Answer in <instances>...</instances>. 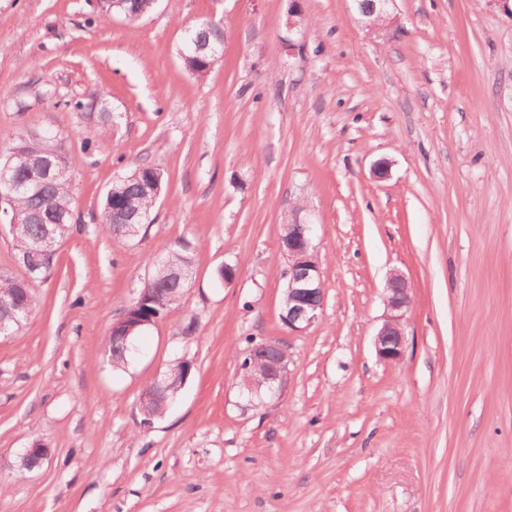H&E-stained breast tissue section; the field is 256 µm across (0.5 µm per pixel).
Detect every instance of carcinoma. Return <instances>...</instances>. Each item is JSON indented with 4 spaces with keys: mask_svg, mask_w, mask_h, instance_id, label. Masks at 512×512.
Returning a JSON list of instances; mask_svg holds the SVG:
<instances>
[{
    "mask_svg": "<svg viewBox=\"0 0 512 512\" xmlns=\"http://www.w3.org/2000/svg\"><path fill=\"white\" fill-rule=\"evenodd\" d=\"M156 6V0H123L122 5H104L109 12L120 15L129 21H136L149 14ZM222 40L220 34L206 25L193 27L186 32L183 64L187 71L199 74L200 64L191 58L190 48L206 46L208 50L200 54L206 60L207 68H212L219 59ZM17 152L11 166L16 180L27 186L21 193L12 195L9 209L15 218L10 230L14 246L16 265L25 275L31 276L26 283L9 270H0V323L5 330L0 336L17 333L36 309V298L31 284L49 277L53 264L43 257L34 243L43 238L52 244V250L67 236L72 220V193L68 155L63 148L57 154L47 153L44 133L32 131L19 139ZM163 177L162 170L154 164H140L129 173L112 183L102 203L101 230L115 238L126 241L137 238L143 225L149 223L151 212L159 197L155 195L157 179ZM141 217L142 223L129 224L130 217ZM192 265V259L182 249H172L156 261L153 274L141 286L137 302L139 311L163 320L170 307L184 295L188 280L178 278L176 273ZM144 329H137L126 341H116L108 336L107 347L113 367L122 369L132 355L137 338ZM156 382H151L144 390L149 396L140 407L142 422L145 425L166 412L173 402V394L164 397L155 394Z\"/></svg>",
    "mask_w": 512,
    "mask_h": 512,
    "instance_id": "obj_1",
    "label": "carcinoma"
}]
</instances>
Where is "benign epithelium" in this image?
Instances as JSON below:
<instances>
[{
    "label": "benign epithelium",
    "instance_id": "1",
    "mask_svg": "<svg viewBox=\"0 0 512 512\" xmlns=\"http://www.w3.org/2000/svg\"><path fill=\"white\" fill-rule=\"evenodd\" d=\"M285 255L288 257L287 300L281 319L289 329L300 331L319 318L324 302L323 283L311 240L288 241ZM410 301L405 277L399 272L393 273L386 288V318L374 338L377 357L383 362L393 363L403 356L406 343L403 318ZM135 319L137 316L129 314L122 321L114 323L111 327L112 335L122 341L126 340L129 336V331L126 330L127 323ZM139 324L151 325L153 320L141 319ZM249 358L258 363V367L253 370L248 365L238 370V375L241 376V395L247 397L250 403L263 391L273 397L278 396L288 371L286 351L278 348L274 362L270 366L263 363L260 354L256 352L249 354ZM48 454V448L36 442L26 449L22 459L23 466L29 470L39 467Z\"/></svg>",
    "mask_w": 512,
    "mask_h": 512
}]
</instances>
